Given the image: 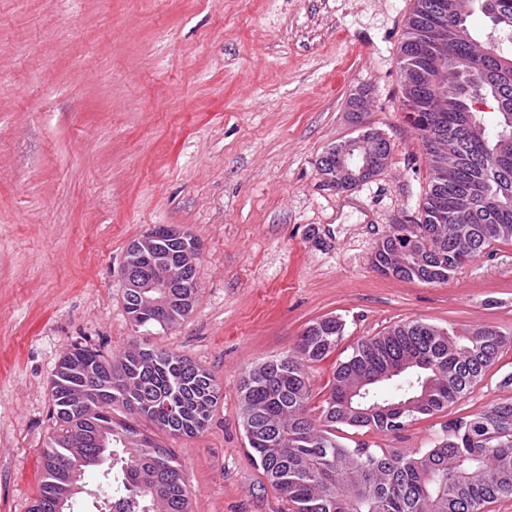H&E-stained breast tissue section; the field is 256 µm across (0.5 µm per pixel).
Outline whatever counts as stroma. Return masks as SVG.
Returning a JSON list of instances; mask_svg holds the SVG:
<instances>
[{"instance_id": "obj_1", "label": "stroma", "mask_w": 512, "mask_h": 512, "mask_svg": "<svg viewBox=\"0 0 512 512\" xmlns=\"http://www.w3.org/2000/svg\"><path fill=\"white\" fill-rule=\"evenodd\" d=\"M415 0H0V512H30L59 423L60 360L149 341L207 369L221 400L207 429L165 437L193 512H283L247 454L239 380L292 351L309 322L345 336L310 370L322 401L335 361L398 322L512 339V243L445 284L369 264L396 220L418 217L431 179L403 112L398 55ZM373 130L386 168L347 189L319 158ZM169 224L203 255L190 315L135 331L128 245ZM505 349L447 411L354 441L432 447L444 423L512 391Z\"/></svg>"}]
</instances>
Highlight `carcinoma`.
Here are the masks:
<instances>
[{
    "instance_id": "obj_1",
    "label": "carcinoma",
    "mask_w": 512,
    "mask_h": 512,
    "mask_svg": "<svg viewBox=\"0 0 512 512\" xmlns=\"http://www.w3.org/2000/svg\"><path fill=\"white\" fill-rule=\"evenodd\" d=\"M476 0H415L399 71L424 69V48L441 30H463L448 44L462 58L436 88L403 84L408 123L423 142L431 180L420 215L396 224L374 251V271L400 281L445 284L495 243L512 242V0H498L499 40L480 39L467 19ZM493 109L492 128L473 108ZM198 240L156 224L127 250L131 280L158 276L169 287L127 288L135 328H172L197 298ZM336 317L311 322L295 349L242 374L240 412L247 448L288 512H487L512 499V397L449 420L431 448L413 453L351 446L345 428L396 434L422 415L457 402L495 364L508 339L493 325L456 333L410 320L357 341L336 364L329 393L312 403L310 365L344 336ZM60 433L42 450L43 477L33 512H73L79 495L123 501L125 512H192L181 464L146 422L171 436L202 432L220 400L213 376L188 358L141 343L107 360L89 347L66 354L51 381ZM120 404L127 419L112 417Z\"/></svg>"
}]
</instances>
